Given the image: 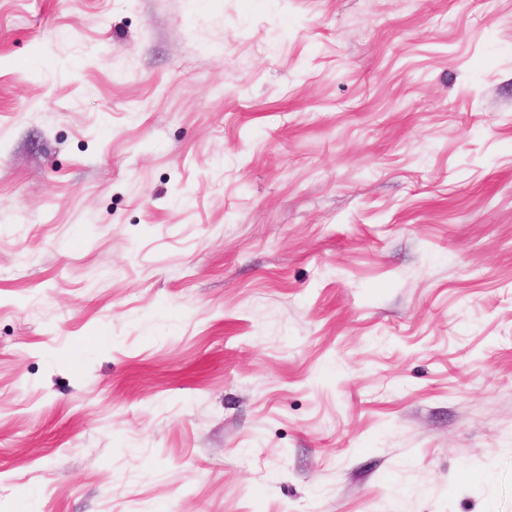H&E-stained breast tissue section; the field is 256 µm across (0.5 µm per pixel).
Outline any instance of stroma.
Instances as JSON below:
<instances>
[{
  "label": "stroma",
  "instance_id": "1",
  "mask_svg": "<svg viewBox=\"0 0 512 512\" xmlns=\"http://www.w3.org/2000/svg\"><path fill=\"white\" fill-rule=\"evenodd\" d=\"M512 512V0H0V512Z\"/></svg>",
  "mask_w": 512,
  "mask_h": 512
}]
</instances>
